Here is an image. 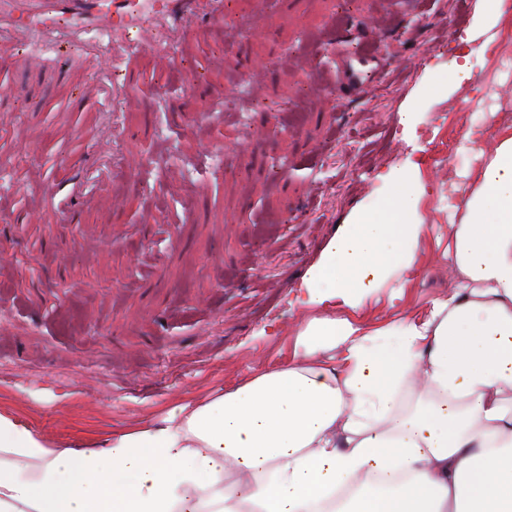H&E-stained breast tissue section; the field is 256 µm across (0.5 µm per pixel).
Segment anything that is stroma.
Returning <instances> with one entry per match:
<instances>
[{"label": "stroma", "mask_w": 512, "mask_h": 512, "mask_svg": "<svg viewBox=\"0 0 512 512\" xmlns=\"http://www.w3.org/2000/svg\"><path fill=\"white\" fill-rule=\"evenodd\" d=\"M177 68L133 61L124 95L85 98L88 61L0 68V412L78 448L160 421L176 405L286 366L305 314L289 291L377 175L419 164L428 223L448 226V182L471 172L476 129L512 126V68L486 81L463 37L476 0H224ZM261 14L239 39L233 23ZM336 37H329L328 24ZM317 39L315 71L299 61ZM470 57L474 80L436 99L425 71ZM361 86L317 98L349 60ZM262 73L259 91L242 76ZM419 100L415 146L399 117ZM163 145L156 153L155 145ZM44 176L40 189L26 182ZM408 289L415 313L447 293L434 236Z\"/></svg>", "instance_id": "obj_1"}]
</instances>
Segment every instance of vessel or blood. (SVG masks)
I'll return each instance as SVG.
<instances>
[{
    "instance_id": "1",
    "label": "vessel or blood",
    "mask_w": 512,
    "mask_h": 512,
    "mask_svg": "<svg viewBox=\"0 0 512 512\" xmlns=\"http://www.w3.org/2000/svg\"><path fill=\"white\" fill-rule=\"evenodd\" d=\"M0 0V44L25 49V64L42 66L80 49L97 80L114 83L129 58L154 51L169 58L189 20L219 22L224 0Z\"/></svg>"
}]
</instances>
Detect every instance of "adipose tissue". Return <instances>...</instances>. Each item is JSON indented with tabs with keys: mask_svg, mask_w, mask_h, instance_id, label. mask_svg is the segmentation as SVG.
<instances>
[{
	"mask_svg": "<svg viewBox=\"0 0 512 512\" xmlns=\"http://www.w3.org/2000/svg\"><path fill=\"white\" fill-rule=\"evenodd\" d=\"M488 144L447 294L401 312L429 186L391 167L295 288L291 364L80 448L0 413V512H512V131ZM383 290L396 319L353 321Z\"/></svg>",
	"mask_w": 512,
	"mask_h": 512,
	"instance_id": "adipose-tissue-1",
	"label": "adipose tissue"
}]
</instances>
